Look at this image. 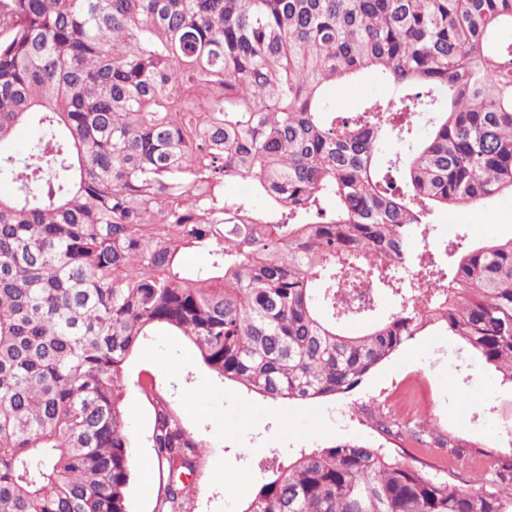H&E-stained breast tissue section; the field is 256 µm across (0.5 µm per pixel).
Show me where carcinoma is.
I'll list each match as a JSON object with an SVG mask.
<instances>
[{
	"instance_id": "cac0c4a2",
	"label": "carcinoma",
	"mask_w": 512,
	"mask_h": 512,
	"mask_svg": "<svg viewBox=\"0 0 512 512\" xmlns=\"http://www.w3.org/2000/svg\"><path fill=\"white\" fill-rule=\"evenodd\" d=\"M508 29L512 0H0V512H128L131 385L182 512L200 441L127 373L157 327L272 400L349 393L428 330L512 383V238L427 247L436 212L512 193ZM367 74L395 95L327 107ZM489 465L460 486L342 441L242 512H512Z\"/></svg>"
}]
</instances>
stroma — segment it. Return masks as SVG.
Masks as SVG:
<instances>
[{
	"label": "stroma",
	"mask_w": 512,
	"mask_h": 512,
	"mask_svg": "<svg viewBox=\"0 0 512 512\" xmlns=\"http://www.w3.org/2000/svg\"><path fill=\"white\" fill-rule=\"evenodd\" d=\"M387 94L384 82L366 76L330 87L328 101L354 112ZM451 232L473 242L512 237V195L475 209L438 213L434 238ZM128 371L156 384L185 427L203 441L186 512H241L261 479L272 477L273 466L340 441L355 440L407 458L412 442L382 433L369 417L381 403L400 421L420 419L428 430L460 445L512 457V385L501 383L456 337L439 330L409 341L352 392L314 403L266 400L222 380L200 363L186 337L167 329L146 337ZM198 391L204 397L194 413H187L185 398ZM125 407L139 443L132 451L129 512H157L164 485L150 440L154 410L134 389L128 391ZM220 472L225 482L217 481Z\"/></svg>",
	"instance_id": "35a3bbf8"
}]
</instances>
